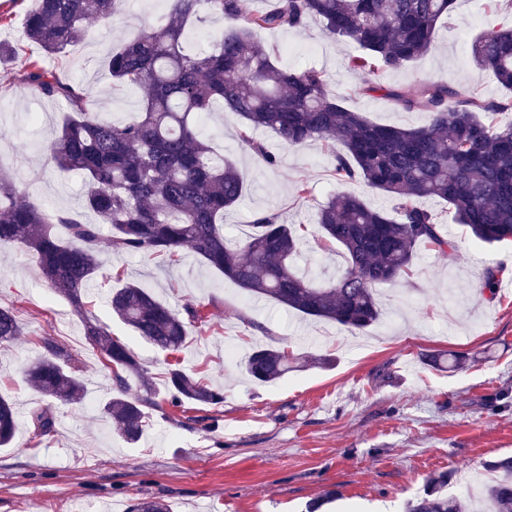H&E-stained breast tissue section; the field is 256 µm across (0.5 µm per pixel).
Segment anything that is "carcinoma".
<instances>
[{
  "label": "carcinoma",
  "instance_id": "obj_1",
  "mask_svg": "<svg viewBox=\"0 0 512 512\" xmlns=\"http://www.w3.org/2000/svg\"><path fill=\"white\" fill-rule=\"evenodd\" d=\"M117 0H34L25 19V36L46 54L59 56L87 36L90 21H105ZM160 21L141 36L112 50V82L144 90L142 108L125 122L96 114L99 101L39 61L11 80L30 96L63 100L70 120L46 147L61 172L85 180V204L95 220L69 211L49 213L19 200L14 179L0 167V247L23 245L52 291L79 314L101 262L103 227L115 253L159 254L174 259L190 248L209 268L258 298L304 317L363 330L381 316L375 287L408 274L419 246L454 249L436 215L423 205L433 198L448 205L457 224L489 246L512 243V122L491 116L512 111V100L489 102L459 98L445 83L386 89L385 96L406 110H424L425 124H376L345 108L326 90L325 74L278 67L254 40L256 29L301 28L319 19L328 33L358 46L349 70L370 76L398 69L428 54L438 24L455 0H275L255 13L251 0H169ZM207 15L224 19V31L208 52L188 54L183 41L189 24ZM477 69L492 73L512 89V25L488 30L472 42ZM234 112L242 120L239 139L270 165L276 157L254 139L259 129L274 133L290 148L319 140L336 152V178L362 179L390 197V210L374 209L352 193L333 194L317 212L320 237L343 250L346 271L329 285H318L296 270L297 229L275 213H261L255 232L242 242L224 234V212L242 196L237 166L215 153L202 129L205 117ZM108 303L140 338L164 351H179L206 315L194 304L176 310L134 283L113 288ZM85 339L113 377L116 394L102 407L123 441L138 442L147 426L144 408L157 405L153 377L132 349L106 324L83 320ZM22 334L14 312L0 308V344ZM43 353L26 371V382L46 404L29 413L33 435L54 431L52 404L81 401L87 387L82 370L54 339L41 340ZM431 361L459 369L462 358L438 353ZM301 358L270 346H256L243 368L253 380H280L302 367ZM144 394L126 396L129 381ZM170 403L218 406L224 393L180 364L168 369ZM19 419L11 401L0 396V447L12 443ZM495 479L483 498L490 512H512V456L493 464ZM448 478L430 481L407 512H466L469 504L443 493ZM132 512H172L158 499H142Z\"/></svg>",
  "mask_w": 512,
  "mask_h": 512
}]
</instances>
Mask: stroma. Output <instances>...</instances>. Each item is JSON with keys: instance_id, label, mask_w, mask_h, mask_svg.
I'll return each instance as SVG.
<instances>
[{"instance_id": "35a3bbf8", "label": "stroma", "mask_w": 512, "mask_h": 512, "mask_svg": "<svg viewBox=\"0 0 512 512\" xmlns=\"http://www.w3.org/2000/svg\"><path fill=\"white\" fill-rule=\"evenodd\" d=\"M33 0H0L9 14L0 42L19 37ZM168 11L167 0H120L117 13L88 25L85 41L48 65L97 96L102 112L130 119L141 106L140 91L110 85L107 54L154 24ZM512 20V0H457L436 32V48L397 70L374 76L375 91L350 72L346 59L355 44L330 35L318 19L304 27L259 30L255 38L279 66L317 68L327 89L344 106L369 120L416 127L426 113L408 112L385 97L384 89L440 81L486 101L505 97L491 74H478L471 56L474 37L503 19ZM15 72L39 59L41 49L20 43ZM67 113L60 100L37 99L0 82V163L13 170L25 200L48 211L83 212L81 175L53 171L45 147ZM242 121L218 112L205 122L217 153L236 163L244 179L238 205L224 216V233L245 239L261 213L301 227L297 264L322 285L347 268L341 249L324 250L318 241L317 208L330 194L347 191L372 206L387 207L379 191L356 180L337 184L335 160L321 143L300 149L284 146L270 131L254 137L277 158L268 165L242 146ZM308 192L298 196V185ZM455 250L419 248L408 276L376 288L380 320L355 331L314 321L250 296L205 266L191 249L177 260L116 255L103 250L93 283L89 315L108 325L154 378L158 407L149 409L139 443L119 439L101 408L113 394L112 379L87 345L81 317L48 287L28 251L19 244L0 248V307L12 309L23 334L0 345V396L10 400L22 421L11 447L0 448V512H129L145 498H161L172 512H404L423 494L431 476L444 473L448 495L466 498L478 491L489 462L512 456V295H489L482 287L486 269L512 282V245L490 247L452 221L444 203L428 201ZM134 282L160 301L179 307L197 304L206 323L177 354L135 336L112 315L109 289ZM51 336L82 368L88 395L79 404L56 409V427L33 437L26 419L41 405L24 381L40 341ZM240 353L259 345L284 348L295 356H327L279 381L259 384L239 360L224 357L226 344ZM464 355L456 371L432 366V354ZM182 363L208 383L223 387L217 407L169 404L165 372ZM473 473L461 488V467ZM334 503L323 504L326 491Z\"/></svg>"}]
</instances>
